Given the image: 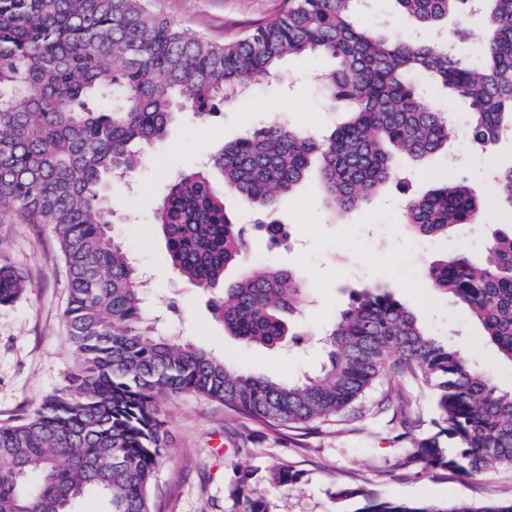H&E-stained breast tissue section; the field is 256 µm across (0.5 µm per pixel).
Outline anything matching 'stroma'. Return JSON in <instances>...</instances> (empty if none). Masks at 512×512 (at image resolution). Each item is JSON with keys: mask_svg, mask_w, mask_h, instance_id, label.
<instances>
[{"mask_svg": "<svg viewBox=\"0 0 512 512\" xmlns=\"http://www.w3.org/2000/svg\"><path fill=\"white\" fill-rule=\"evenodd\" d=\"M151 8L171 18L191 35L221 42L245 34L256 23L276 18L284 0H150ZM329 60L299 56L288 59L280 79L257 76L249 89L223 114L207 124L184 120L139 158L131 184L113 186L125 199L114 233L149 281L145 307L160 326L222 356L235 370H254L275 379L315 371L323 360L320 335L346 306L350 293L378 286L418 316L440 339H454L462 355L477 361L493 382L512 391V365L499 360L481 340V329L469 311L432 289L429 265L459 247L485 260L491 232L512 224V211L486 207L480 223L462 225L448 238L422 239L401 224L393 191L375 196L351 211L344 222L331 223L319 190L306 181L283 198L277 219L289 238L273 247L256 239L253 262L291 269L307 290L298 303L300 344L288 349L248 346L227 336L211 309V295L172 269L155 211L173 176L203 165L208 158L260 121L287 120L305 130L329 129L336 109L320 93L314 75L328 71ZM428 104L451 112L456 137L449 151L411 168L415 188L425 191L449 177L467 178L479 198L494 195L486 175L489 159L512 162V138L502 139L492 155L474 150L465 136L463 105L446 92L429 89ZM0 264L20 268L30 287L10 304H0V424L30 416L41 401L60 387L76 355L65 337L67 290L57 261L50 227L28 224L16 214L0 212ZM173 298L177 316L164 313L158 297ZM404 395L419 425L414 432H434V397L419 381L393 377L373 388L360 412L341 415L305 431L272 429L223 405L192 396L163 397L160 405L168 432V452L155 472L159 512H238L234 495L240 471L253 472L252 492L262 496L269 512H357L363 498L340 500L341 487L363 489L380 498L445 505L459 500L480 502L512 498V470L492 476H459L444 469L403 473L395 462L400 428L391 413L378 411L384 396ZM284 463L301 471L303 480L288 488L268 480L273 466Z\"/></svg>", "mask_w": 512, "mask_h": 512, "instance_id": "stroma-1", "label": "stroma"}]
</instances>
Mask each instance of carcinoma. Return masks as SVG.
Returning a JSON list of instances; mask_svg holds the SVG:
<instances>
[{"mask_svg": "<svg viewBox=\"0 0 512 512\" xmlns=\"http://www.w3.org/2000/svg\"><path fill=\"white\" fill-rule=\"evenodd\" d=\"M428 40L377 33L357 18L358 0H288L277 18L240 38L187 35L146 0H0V211L51 226L68 288L66 339L78 356L61 386L31 417L0 425V512H77L89 495L105 512H155V466L167 453L159 398L189 394L266 426L300 429L352 410L383 380L408 376L436 394V431L412 433L400 413L398 467L442 468L469 477L512 468V392H503L452 343L428 334L413 311L379 287L353 293L323 331V361L308 375L274 381L228 368L224 359L146 319L143 275L109 225L112 186L136 155L189 114L205 124L290 56L331 57L322 75L344 110L313 134L274 119L210 156L209 171H183L155 213L172 267L203 288L224 330L251 346L299 335L290 321L305 290L290 269L248 260L257 236L276 243L280 199L316 175L324 200L347 212L390 188L402 223L419 237L479 223L484 202L453 178L412 191L396 163L448 146V113L423 102L446 90L465 107L472 145L486 154L512 132V0H394ZM481 15L473 30L466 20ZM456 28L447 32L448 19ZM482 46L479 64L459 41ZM497 205L512 210V164L492 167ZM235 195L260 218L240 224L224 205ZM485 264L457 251L435 261L434 288L467 307L482 340L512 363V226L497 229ZM239 269L224 283V270ZM29 288L0 265V304ZM296 486L301 472L273 467ZM364 496L356 512H512V499L426 505Z\"/></svg>", "mask_w": 512, "mask_h": 512, "instance_id": "carcinoma-1", "label": "carcinoma"}]
</instances>
